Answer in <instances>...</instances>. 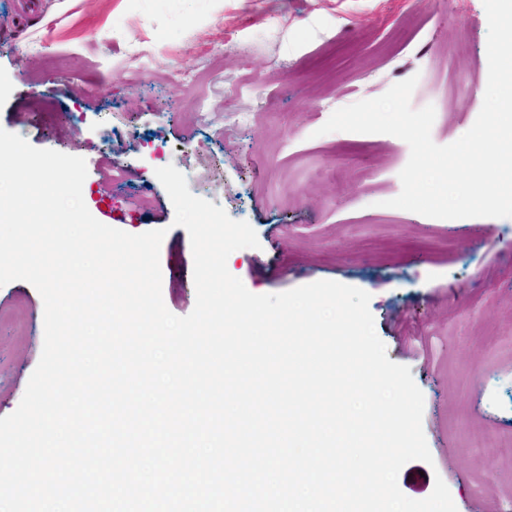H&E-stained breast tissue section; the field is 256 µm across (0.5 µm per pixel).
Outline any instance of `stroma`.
<instances>
[{"label": "stroma", "instance_id": "35a3bbf8", "mask_svg": "<svg viewBox=\"0 0 512 512\" xmlns=\"http://www.w3.org/2000/svg\"><path fill=\"white\" fill-rule=\"evenodd\" d=\"M0 0V128L83 157L101 223L162 229V297L195 305L187 230L156 168L248 222L259 248L229 272L255 294L320 280L371 296L388 358L424 395L432 463L398 485L457 512L512 502V218L436 219L385 207L408 144L319 129L337 109L411 76L433 105L435 143L475 122L488 79L483 0ZM198 76L181 83L177 72ZM249 113L248 122L236 120ZM44 306L0 287V417L18 407L42 352Z\"/></svg>", "mask_w": 512, "mask_h": 512}]
</instances>
